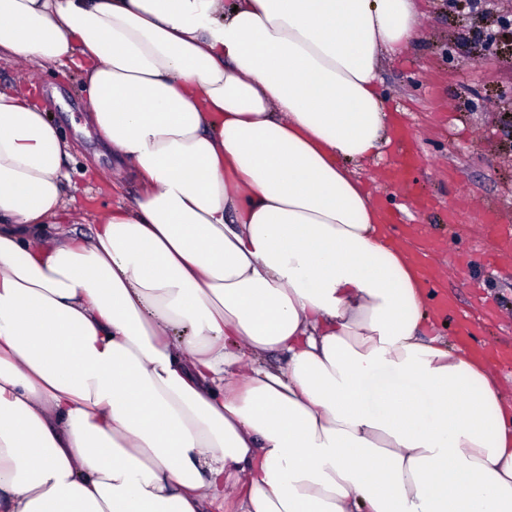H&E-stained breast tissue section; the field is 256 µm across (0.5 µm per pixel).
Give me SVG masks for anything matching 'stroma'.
<instances>
[{
  "instance_id": "obj_1",
  "label": "stroma",
  "mask_w": 512,
  "mask_h": 512,
  "mask_svg": "<svg viewBox=\"0 0 512 512\" xmlns=\"http://www.w3.org/2000/svg\"><path fill=\"white\" fill-rule=\"evenodd\" d=\"M425 9L430 36L397 55L382 56L378 70L393 123H408L416 134L419 170L413 181L433 204L413 210L402 192L375 183L377 173L394 166L396 144H389L377 165L361 176L378 202L422 226L425 239L447 243L442 259L452 262L459 253L475 257L466 267L453 265L444 282L453 308L433 335L467 351L491 344L512 352V322L500 317L512 311V263L477 258L489 220L512 226V121L505 115L512 101V40L499 27L491 42L476 34L470 10L459 0H427ZM83 78L80 62L74 61L47 66L30 83L0 54V89L50 112L71 146L66 195L91 216L106 206L133 204L137 188L130 180L115 188L100 176L113 161L99 138L84 131L88 95ZM464 316L477 320L468 336L457 328Z\"/></svg>"
}]
</instances>
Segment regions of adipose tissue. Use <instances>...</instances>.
Masks as SVG:
<instances>
[{
  "mask_svg": "<svg viewBox=\"0 0 512 512\" xmlns=\"http://www.w3.org/2000/svg\"><path fill=\"white\" fill-rule=\"evenodd\" d=\"M422 13L0 0V53L81 56L142 185L74 236L69 143L0 89V512H512V398L424 340L419 268L353 171Z\"/></svg>",
  "mask_w": 512,
  "mask_h": 512,
  "instance_id": "obj_1",
  "label": "adipose tissue"
}]
</instances>
